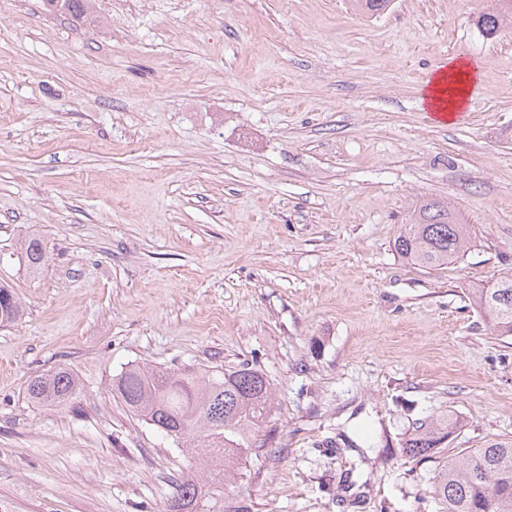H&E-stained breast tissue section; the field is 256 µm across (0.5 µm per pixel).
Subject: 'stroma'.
I'll return each instance as SVG.
<instances>
[{
  "instance_id": "obj_1",
  "label": "stroma",
  "mask_w": 512,
  "mask_h": 512,
  "mask_svg": "<svg viewBox=\"0 0 512 512\" xmlns=\"http://www.w3.org/2000/svg\"><path fill=\"white\" fill-rule=\"evenodd\" d=\"M490 0H0V512H162L191 463L112 392L128 364L247 362L274 407L249 512H443L459 448L512 439V336L469 294L512 270V29ZM478 67L462 117L419 106L435 66ZM471 226L438 271L394 242L417 199ZM39 233L37 280L16 244ZM73 368L76 398L37 405ZM459 419L435 457L415 423ZM494 7L478 16L477 26L488 36H494L505 24H512V0H493ZM24 308L12 288L0 286V325L14 323L21 319ZM79 390L77 373L69 366L62 365L32 378L28 396L39 405H62L72 400Z\"/></svg>"
}]
</instances>
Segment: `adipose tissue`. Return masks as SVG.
<instances>
[{"mask_svg":"<svg viewBox=\"0 0 512 512\" xmlns=\"http://www.w3.org/2000/svg\"><path fill=\"white\" fill-rule=\"evenodd\" d=\"M477 68L471 61L457 59L436 67L420 90L419 104L446 123L464 112Z\"/></svg>","mask_w":512,"mask_h":512,"instance_id":"obj_1","label":"adipose tissue"}]
</instances>
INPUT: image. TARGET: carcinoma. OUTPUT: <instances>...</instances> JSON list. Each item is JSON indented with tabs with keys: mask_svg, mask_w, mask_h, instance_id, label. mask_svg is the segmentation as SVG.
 I'll use <instances>...</instances> for the list:
<instances>
[{
	"mask_svg": "<svg viewBox=\"0 0 512 512\" xmlns=\"http://www.w3.org/2000/svg\"><path fill=\"white\" fill-rule=\"evenodd\" d=\"M494 7L478 16L477 26L488 36L512 24V0H493ZM392 0H349L365 14L387 11ZM51 11L75 15L90 0H44ZM471 241V228L448 201L426 197L407 219L394 248L407 262L439 270L462 257ZM26 273L37 278L48 259L46 243L29 233L19 242ZM473 305L501 336H512V273L478 288ZM24 308L13 289L0 286V325L21 319ZM80 390L77 373L62 365L31 379L28 396L39 405H62ZM112 391L146 423L182 444L184 451L220 462L205 479L193 474L175 481L164 512H210V503L223 502L222 512H249L243 502L224 496V482L244 476L243 462L251 448V433L272 408V391L265 374L248 363L221 369L171 371L125 367L113 379ZM453 419H435L416 426L403 443L412 457H430L451 430ZM445 512H512V439L492 440L480 448H463L437 465L432 481Z\"/></svg>",
	"mask_w": 512,
	"mask_h": 512,
	"instance_id": "1",
	"label": "carcinoma"
}]
</instances>
